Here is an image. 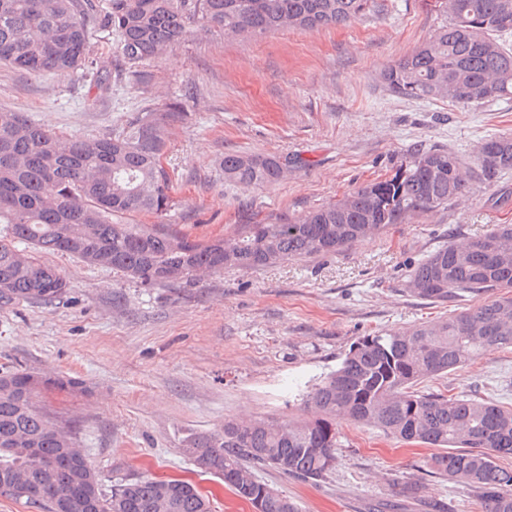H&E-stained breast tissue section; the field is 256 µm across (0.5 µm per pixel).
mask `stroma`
<instances>
[{
  "label": "stroma",
  "mask_w": 512,
  "mask_h": 512,
  "mask_svg": "<svg viewBox=\"0 0 512 512\" xmlns=\"http://www.w3.org/2000/svg\"><path fill=\"white\" fill-rule=\"evenodd\" d=\"M436 0H383L344 26L280 30L259 39L194 28L145 67L146 79L33 76L0 65V110L24 113L62 137L117 133L150 112L182 105L163 164L175 207L167 221L199 241L274 216L293 218L391 176L408 148L435 145L471 161L485 139L512 135V99L479 106L389 92L386 66L432 34ZM297 157L274 185L226 184V154ZM512 224V172L472 184L448 207L416 216L334 254L254 270L228 269L195 285L144 287L111 269L43 254L69 288L50 303L0 308V367L82 382L39 391L38 407L74 422L103 484L115 475L179 477L212 494L213 512H253L218 479L195 472L187 437L225 421L304 414L312 387L351 344L376 332L435 323L467 307L428 304L403 290L434 248ZM512 405V352L492 348L427 384ZM340 446L320 483L257 475L300 512H414L391 497L411 478L449 512H478L472 487L431 474L429 447L336 423Z\"/></svg>",
  "instance_id": "stroma-1"
}]
</instances>
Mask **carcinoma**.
I'll return each mask as SVG.
<instances>
[{"label":"carcinoma","instance_id":"cac0c4a2","mask_svg":"<svg viewBox=\"0 0 512 512\" xmlns=\"http://www.w3.org/2000/svg\"><path fill=\"white\" fill-rule=\"evenodd\" d=\"M437 4L433 34L384 69L383 82L400 96L463 105L512 98V48L500 41L512 33V0ZM375 7V0H108L98 11L93 0H0V62L30 74L87 71L91 36L108 33L117 38L124 79L136 81L144 78L138 67L184 40L193 24L262 37L345 25ZM182 116L169 108L112 136L61 138L26 116L0 112V307L51 303L66 293L65 276L39 259L42 252L111 268L143 286L195 284L226 269L336 253L448 206L475 179L490 184L512 170L511 135L487 139L466 170L444 149L415 146L389 178L298 217L247 224L202 243L167 224L132 219L163 217L175 206L162 158L165 131ZM298 164L286 155L227 154L222 170L224 181L249 188L277 184ZM404 290L429 304L484 301L438 324L360 337L309 393V416L228 420L218 433L189 439L185 452L206 456L209 474L255 512H299L256 469L325 480L336 470L341 418L433 447L431 471L474 488L479 512H512V469L498 464L512 457V406L418 388L492 347L512 350V224L437 247L409 270ZM39 389L34 374L0 369V497L71 512L69 490L80 487L91 499L82 512H211L187 481L126 475L107 489L87 462L59 471L81 452L71 425L37 409ZM46 484L54 488L49 497L24 494ZM397 487L423 505L420 512H448L425 501L413 480Z\"/></svg>","mask_w":512,"mask_h":512}]
</instances>
